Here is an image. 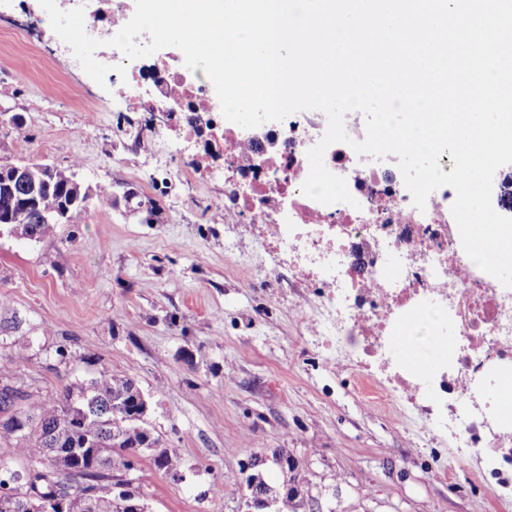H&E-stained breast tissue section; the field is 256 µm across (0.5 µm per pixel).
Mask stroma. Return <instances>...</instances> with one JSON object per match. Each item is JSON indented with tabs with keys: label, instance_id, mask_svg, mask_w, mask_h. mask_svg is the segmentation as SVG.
<instances>
[{
	"label": "stroma",
	"instance_id": "obj_1",
	"mask_svg": "<svg viewBox=\"0 0 512 512\" xmlns=\"http://www.w3.org/2000/svg\"><path fill=\"white\" fill-rule=\"evenodd\" d=\"M0 108L29 133L0 125V158L112 187L39 241L0 232V370L37 398L103 371L132 379L182 476L142 457L151 512H258L250 456L273 488L294 478L299 512H512V486L484 462L449 466L448 438L416 431L386 383L311 343V289L225 252L254 227L224 223L223 179L194 169L203 144L158 150L147 113L73 67L38 0H0Z\"/></svg>",
	"mask_w": 512,
	"mask_h": 512
}]
</instances>
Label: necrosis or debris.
<instances>
[{
    "instance_id": "1",
    "label": "necrosis or debris",
    "mask_w": 512,
    "mask_h": 512,
    "mask_svg": "<svg viewBox=\"0 0 512 512\" xmlns=\"http://www.w3.org/2000/svg\"><path fill=\"white\" fill-rule=\"evenodd\" d=\"M112 64H125L113 95L136 111L215 113L218 143L234 176L224 179L231 207L224 221L248 217L262 229L253 253L273 259L293 256L311 273L307 287L317 300L307 316L311 339L332 360L354 352L367 361L401 362L395 346L406 322L420 324L425 338L451 337L448 371L426 381V371L405 366L418 380L417 396L454 405L451 413L426 415L417 428L455 437L457 463L471 456L512 466V432L502 422L483 426L471 409L493 402L498 371L512 367V289L480 270L465 253L451 213L453 188L430 194L425 210L412 204L397 156L376 160L343 143L329 146L326 167L346 179L355 205H324L303 195L308 150L327 127L321 112H297L261 129L273 149L258 147L246 129L221 117L219 99L203 69H189L183 55L161 60L163 81L151 98L139 94L146 77L142 60H126L113 50Z\"/></svg>"
}]
</instances>
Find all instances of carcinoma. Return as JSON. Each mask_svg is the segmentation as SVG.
Wrapping results in <instances>:
<instances>
[{"instance_id": "cac0c4a2", "label": "carcinoma", "mask_w": 512, "mask_h": 512, "mask_svg": "<svg viewBox=\"0 0 512 512\" xmlns=\"http://www.w3.org/2000/svg\"><path fill=\"white\" fill-rule=\"evenodd\" d=\"M38 165L34 160L14 164L0 159V174L8 177L17 166L29 169L31 178H47L49 187L42 193L39 207L52 213L63 211L70 197L79 193L74 168L54 165L43 172L37 169ZM22 194L20 187L13 193H6L0 186V216L9 217L13 225L23 228L28 239L40 240L53 230V225L33 222L21 205ZM0 383L12 391L6 399L0 396V449H8L7 454H0V492L6 490L8 484L16 485L13 470L25 467L24 484L39 495L33 500L34 504L64 493L68 495L65 512H87L82 496L73 492V488L90 487L106 479L90 469L89 460L97 455L98 449H110L112 465L118 468L139 463L148 448L168 465H173L160 437L145 423L132 420L136 384L126 376L103 371L86 384H68L44 400L31 399L16 377L1 372ZM16 416L30 419L26 432L14 431L12 419ZM49 439L64 450L78 453L83 467L65 470L51 478L39 471H30L32 467H43Z\"/></svg>"}]
</instances>
